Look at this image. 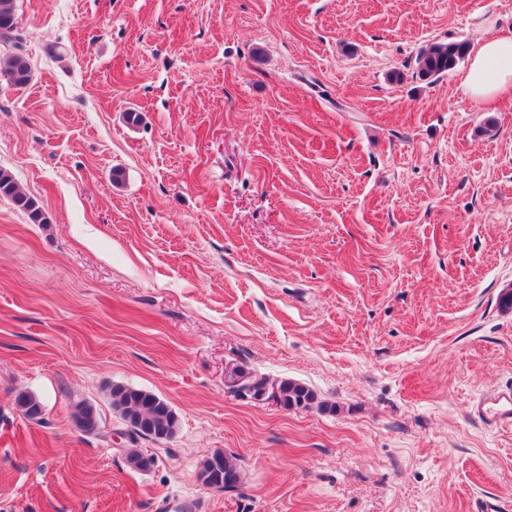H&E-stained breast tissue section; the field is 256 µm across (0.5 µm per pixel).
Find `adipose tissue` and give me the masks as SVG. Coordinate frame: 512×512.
I'll list each match as a JSON object with an SVG mask.
<instances>
[{"label":"adipose tissue","mask_w":512,"mask_h":512,"mask_svg":"<svg viewBox=\"0 0 512 512\" xmlns=\"http://www.w3.org/2000/svg\"><path fill=\"white\" fill-rule=\"evenodd\" d=\"M462 86L475 102L512 93V31L485 39L473 49Z\"/></svg>","instance_id":"obj_1"}]
</instances>
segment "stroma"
Returning <instances> with one entry per match:
<instances>
[{"label": "stroma", "mask_w": 512, "mask_h": 512, "mask_svg": "<svg viewBox=\"0 0 512 512\" xmlns=\"http://www.w3.org/2000/svg\"><path fill=\"white\" fill-rule=\"evenodd\" d=\"M15 15L32 79L0 77V168L45 221L0 196V512H512V428L469 414L512 385V94L418 65L511 31L512 0ZM229 362L315 399L228 396ZM116 383L167 399L176 434L129 442ZM216 452L236 488L202 484ZM464 42L431 44L419 58V74L423 77H440L452 70L467 53ZM280 390V404L282 407L291 409L307 407L314 400V394L303 384L283 380L278 384Z\"/></svg>", "instance_id": "stroma-1"}]
</instances>
